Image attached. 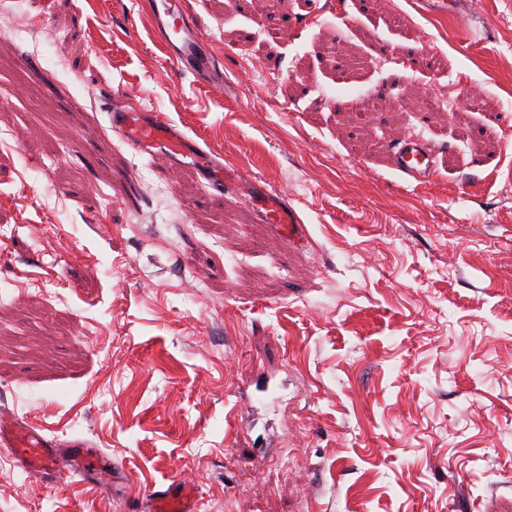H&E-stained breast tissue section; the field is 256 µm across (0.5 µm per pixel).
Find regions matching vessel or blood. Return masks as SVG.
Listing matches in <instances>:
<instances>
[{"instance_id":"b4317fda","label":"vessel or blood","mask_w":512,"mask_h":512,"mask_svg":"<svg viewBox=\"0 0 512 512\" xmlns=\"http://www.w3.org/2000/svg\"><path fill=\"white\" fill-rule=\"evenodd\" d=\"M144 4L152 35L170 63L178 70L191 72L200 83L214 85L218 76L211 44L184 0H144ZM109 118L112 130L136 151L161 152L175 165L181 159H193L216 191H223L228 183L223 162L212 158L161 113L128 105L113 109ZM391 156L395 170L419 183H429L436 174L435 152L419 137L398 139ZM247 199L255 206L261 222L280 225L288 233L298 228L300 219L287 195L262 179L250 180ZM0 447L9 450L23 470L39 481L49 477L58 484L69 476L97 483L112 479V463L106 457L91 454L80 443L46 437L39 428L7 411L0 412ZM140 505L147 512H199L198 490L193 483L173 478L147 490Z\"/></svg>"}]
</instances>
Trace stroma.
<instances>
[{"label":"stroma","instance_id":"stroma-1","mask_svg":"<svg viewBox=\"0 0 512 512\" xmlns=\"http://www.w3.org/2000/svg\"><path fill=\"white\" fill-rule=\"evenodd\" d=\"M186 2L220 92L140 0H25L24 40L0 15V409L116 467L57 486L0 453V512H127L175 477L201 512H512V0ZM429 87L480 105L429 117ZM125 104L235 180L133 150ZM407 133L456 164L398 174ZM247 199L256 207L260 221L265 224H280L287 233L300 227V218L288 204V196L267 185L260 178H252L247 186Z\"/></svg>","mask_w":512,"mask_h":512}]
</instances>
